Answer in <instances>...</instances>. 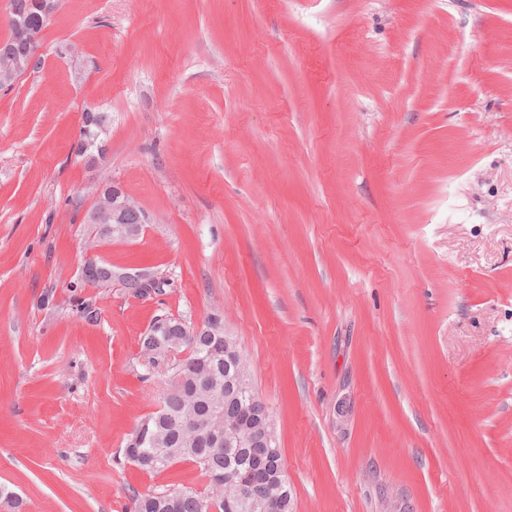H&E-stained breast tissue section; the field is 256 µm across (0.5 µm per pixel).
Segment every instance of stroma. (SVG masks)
I'll use <instances>...</instances> for the list:
<instances>
[{"mask_svg": "<svg viewBox=\"0 0 512 512\" xmlns=\"http://www.w3.org/2000/svg\"><path fill=\"white\" fill-rule=\"evenodd\" d=\"M0 90V484L23 512L203 491L123 461L165 376L158 315L218 312L267 405L293 512H512V0H58ZM104 160H77L85 109ZM114 181L149 216L72 311ZM53 294V312L37 306ZM101 245H97L91 249H84V255L82 258V279L93 281L101 277L111 282H117L122 288H126L130 294L134 297H147L149 295L162 294L165 292V288H170L172 283L167 279H161L160 285L157 288H153V291H148L149 285H152L155 281H158V274L151 271H120L110 267H102L97 264L100 262L99 259L105 263L100 254ZM138 284V288L131 289V287Z\"/></svg>", "mask_w": 512, "mask_h": 512, "instance_id": "1", "label": "stroma"}]
</instances>
